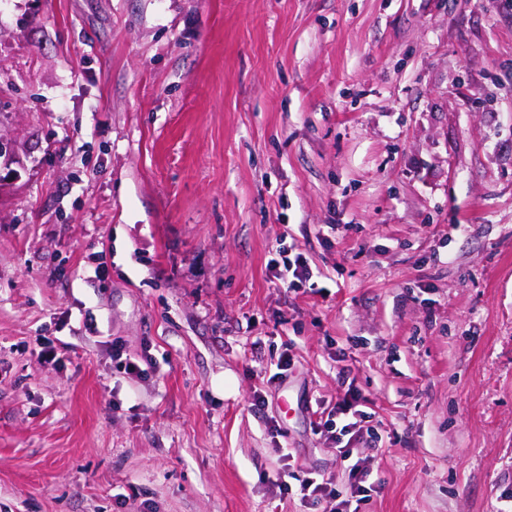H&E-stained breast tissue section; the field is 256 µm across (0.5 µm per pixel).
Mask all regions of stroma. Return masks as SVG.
Here are the masks:
<instances>
[{
	"label": "stroma",
	"instance_id": "stroma-1",
	"mask_svg": "<svg viewBox=\"0 0 512 512\" xmlns=\"http://www.w3.org/2000/svg\"><path fill=\"white\" fill-rule=\"evenodd\" d=\"M0 140V512H512V11L8 0ZM272 266L273 277L281 282L283 288L300 289L308 283L309 290H315L317 284L315 281L309 282L314 276V272L302 253H296L293 258L289 255L281 258ZM366 402L367 399H365V397L350 385L344 395L338 397L336 404L331 407L327 412V415L325 409L324 411H321L319 416H317L315 421H313V429L317 433H330L331 437L336 440L338 444L336 447H339V455L344 460L350 459L356 448L351 447V438H349L344 445H340L343 444L344 437L351 433V428L356 423H347L339 428L337 427L334 417H337V415L347 416L349 414H352L353 416L360 411L357 410L356 407L363 406ZM370 472L361 466V460L357 461L351 466L349 471V487L343 493L333 486L330 479H322L319 481L314 477H305L300 482V492L303 498H312L313 505L321 508V512H357V507L350 510L351 503L354 498L356 502H363L368 500L370 494L368 492L374 491V483L366 484L369 481Z\"/></svg>",
	"mask_w": 512,
	"mask_h": 512
}]
</instances>
